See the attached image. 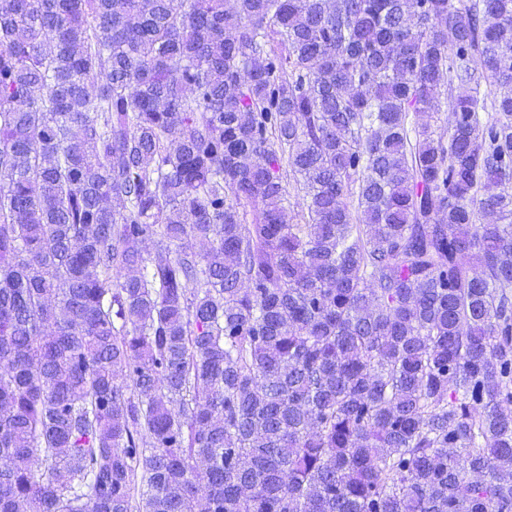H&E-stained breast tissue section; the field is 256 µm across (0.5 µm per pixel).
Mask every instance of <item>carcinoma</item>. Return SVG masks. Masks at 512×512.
Listing matches in <instances>:
<instances>
[{
	"mask_svg": "<svg viewBox=\"0 0 512 512\" xmlns=\"http://www.w3.org/2000/svg\"><path fill=\"white\" fill-rule=\"evenodd\" d=\"M0 512H512V0H0Z\"/></svg>",
	"mask_w": 512,
	"mask_h": 512,
	"instance_id": "obj_1",
	"label": "carcinoma"
}]
</instances>
